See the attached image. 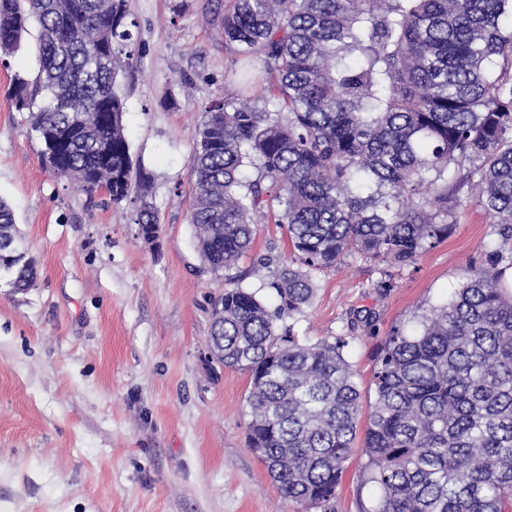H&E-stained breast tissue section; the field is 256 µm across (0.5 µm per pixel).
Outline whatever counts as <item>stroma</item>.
<instances>
[{"mask_svg":"<svg viewBox=\"0 0 512 512\" xmlns=\"http://www.w3.org/2000/svg\"><path fill=\"white\" fill-rule=\"evenodd\" d=\"M232 3L126 0L135 41L117 81L133 171L148 176L159 223L151 243L137 204L57 177L12 105L14 77L37 76V26L0 55V199L37 269L25 291L0 284V512H305L248 447V374L210 354V302L224 275L189 222L204 108L236 97L242 71L224 41ZM500 243L485 211L468 205L446 239L395 271L389 292L372 289L377 270L355 258L316 273L296 328L316 342L372 315L345 351L371 404L373 355L391 328L446 300ZM260 257H293L285 229L264 218L237 271L272 308L271 274L252 268ZM363 461L354 450L331 512L369 502Z\"/></svg>","mask_w":512,"mask_h":512,"instance_id":"obj_1","label":"stroma"}]
</instances>
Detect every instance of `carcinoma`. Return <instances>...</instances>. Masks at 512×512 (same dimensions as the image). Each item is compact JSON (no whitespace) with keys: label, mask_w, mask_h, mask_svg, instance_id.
<instances>
[{"label":"carcinoma","mask_w":512,"mask_h":512,"mask_svg":"<svg viewBox=\"0 0 512 512\" xmlns=\"http://www.w3.org/2000/svg\"><path fill=\"white\" fill-rule=\"evenodd\" d=\"M0 0V54L39 27L35 86L11 99L31 129L68 141L42 156L51 171L112 202L134 191L115 89L133 43L124 0ZM512 0H234L225 43L244 62L239 97L205 107L190 154L189 221L213 272L209 347L248 372V447L306 509H328L357 439L362 395L344 356L349 333L315 343L295 324L313 274L346 257L391 268L416 263L476 202L501 246L440 305L394 327L374 357L360 512H512ZM269 97L255 95L253 62ZM43 106L34 108L38 94ZM256 170L251 178L248 169ZM293 248L272 272L269 309L231 274L251 248L250 215L272 203ZM145 233L156 214L141 202ZM35 261L0 201V281L31 287ZM289 320L281 328L278 322Z\"/></svg>","instance_id":"cac0c4a2"}]
</instances>
